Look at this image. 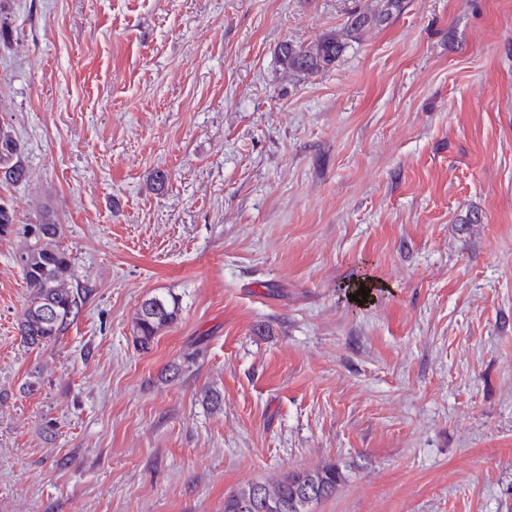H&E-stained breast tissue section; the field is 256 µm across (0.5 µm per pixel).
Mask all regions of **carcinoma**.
Returning <instances> with one entry per match:
<instances>
[{
  "instance_id": "carcinoma-1",
  "label": "carcinoma",
  "mask_w": 512,
  "mask_h": 512,
  "mask_svg": "<svg viewBox=\"0 0 512 512\" xmlns=\"http://www.w3.org/2000/svg\"><path fill=\"white\" fill-rule=\"evenodd\" d=\"M404 8V0H384L381 10H354L344 28L357 33L384 21L391 10ZM345 48L340 36L330 32L303 45L284 42L279 47L281 63L290 71L314 75L334 66ZM21 147L11 131L0 127V181L18 183L27 177L20 160ZM33 242L14 257L31 288L19 331L26 346L33 347L58 340L64 326L76 314L80 303L78 289L71 285L72 262L58 246L60 226L49 213L28 227ZM179 301L174 296H154L145 300L132 326V337L143 351L151 348L158 332L173 324L179 315ZM344 474L335 466L298 470L264 482L240 487L224 498V512H242L245 505L253 512H313V505L336 493Z\"/></svg>"
}]
</instances>
